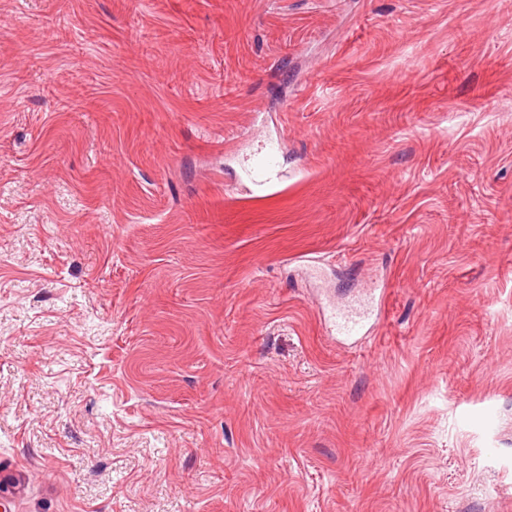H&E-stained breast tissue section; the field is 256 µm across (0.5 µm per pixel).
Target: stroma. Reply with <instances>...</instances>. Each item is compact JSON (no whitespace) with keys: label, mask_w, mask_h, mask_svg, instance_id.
I'll list each match as a JSON object with an SVG mask.
<instances>
[{"label":"stroma","mask_w":512,"mask_h":512,"mask_svg":"<svg viewBox=\"0 0 512 512\" xmlns=\"http://www.w3.org/2000/svg\"><path fill=\"white\" fill-rule=\"evenodd\" d=\"M0 492L512 512V0H0ZM378 303L374 298H361L348 308L333 314L337 330L344 336H364Z\"/></svg>","instance_id":"stroma-1"}]
</instances>
